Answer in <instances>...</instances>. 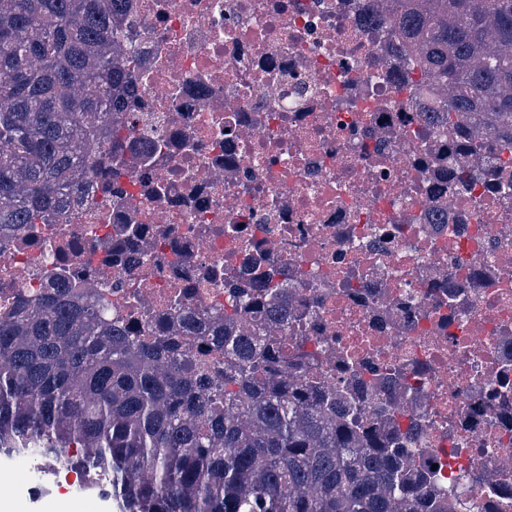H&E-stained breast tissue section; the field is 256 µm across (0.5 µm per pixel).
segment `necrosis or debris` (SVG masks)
I'll return each instance as SVG.
<instances>
[{"instance_id":"1","label":"necrosis or debris","mask_w":512,"mask_h":512,"mask_svg":"<svg viewBox=\"0 0 512 512\" xmlns=\"http://www.w3.org/2000/svg\"><path fill=\"white\" fill-rule=\"evenodd\" d=\"M132 4L144 47L126 69L169 148L104 145L82 195L0 231V316L59 279L144 329L176 305L223 313L225 282L281 267L313 301L287 332L316 351L309 373L362 390L344 361L405 364L380 393L420 416L415 466L441 473L455 512H512V202L419 165L442 148L374 70L395 38L359 28L364 0Z\"/></svg>"}]
</instances>
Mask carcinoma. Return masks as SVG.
<instances>
[{"label": "carcinoma", "mask_w": 512, "mask_h": 512, "mask_svg": "<svg viewBox=\"0 0 512 512\" xmlns=\"http://www.w3.org/2000/svg\"><path fill=\"white\" fill-rule=\"evenodd\" d=\"M127 0H0V225L43 224L82 192L112 140L140 135L124 70ZM404 62L382 72L451 135L445 184L512 196V0H369ZM282 270L224 292V317L185 343L63 281L0 319V453L76 471L122 512H448L440 479L409 466L406 434L376 426L364 393L304 376ZM224 351V387L200 369ZM106 484H100L101 479Z\"/></svg>", "instance_id": "cac0c4a2"}]
</instances>
